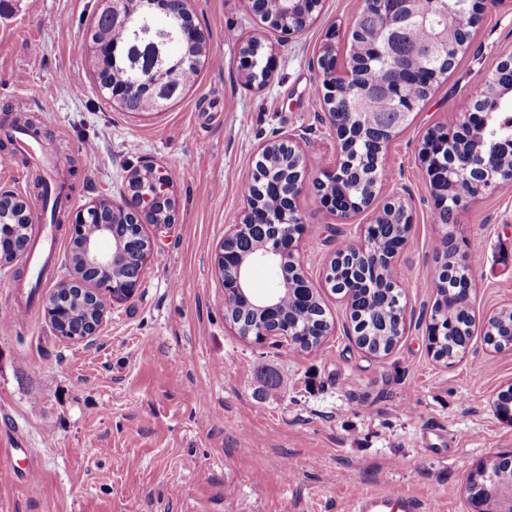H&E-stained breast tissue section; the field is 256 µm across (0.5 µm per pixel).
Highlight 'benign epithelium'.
Listing matches in <instances>:
<instances>
[{
	"label": "benign epithelium",
	"instance_id": "obj_1",
	"mask_svg": "<svg viewBox=\"0 0 512 512\" xmlns=\"http://www.w3.org/2000/svg\"><path fill=\"white\" fill-rule=\"evenodd\" d=\"M321 2L322 0H300V11L294 10L293 5H288L286 16L279 21L280 31L288 35H299L306 31ZM480 2L481 0H453L449 4L446 0H431L430 8L441 15V20L434 29L432 50L428 52L425 61L415 68V72L422 78H428L437 54L455 39L454 30L448 22L450 11L463 10L472 15L473 21L477 23L481 18L478 9ZM418 5L419 0H365L362 12L384 19L376 40L382 42L386 58L397 62L401 60V34L406 25L419 19ZM327 64L332 68V80L326 83L323 114L335 132L339 145L336 166L325 170L319 166L308 165L306 139L299 134L290 133L267 143L258 154L257 162H262L271 149L283 152L290 163L288 181L268 180L258 170H253L250 181L253 192L242 222L229 226L224 234V243L215 254V268L224 276V309L228 310L239 302L245 303L253 317L246 336L253 337L256 342L268 338H284L292 348H300L296 333L279 314V302L283 292H288L289 296L302 304L320 303L318 291L311 287L302 274L296 257L298 242L304 230L302 217L296 207V198L303 184L309 179L312 180L321 205L343 220L352 213L371 207L375 199L376 183L384 169L386 143L378 140L377 129L367 124L361 128L358 137L375 145L373 153L368 159L350 155L346 145L351 137L350 130L341 127L338 113L332 110L331 104L349 92L352 75L347 68L337 69L334 58L327 61ZM503 70L512 71L511 56L499 61L478 91L474 103L477 111L457 113V123L465 130L463 138L470 141L471 154L482 159L500 157L512 152V138L499 144L488 143L479 138L490 119V113L483 106L486 97L492 91L501 98L512 93V77L508 79V86L502 87L498 84L499 73ZM179 84V70L164 68L148 82L143 96L155 104L166 103L173 99V92ZM379 94L391 109L389 139L393 140L408 125L419 102L404 97L403 85L400 83L384 86ZM448 139V134L434 129L421 148L438 212L444 214L451 207L459 210L467 203L478 202L499 185L512 182L511 178H503L491 165L475 163L466 170V178L475 185L476 191L458 199L457 204H452V193L445 189V185L452 181L451 174L455 169V164L450 162V154L445 152ZM368 162L373 163L376 169L373 185L369 188L365 202H354L344 194L343 182L353 175L361 176V169ZM126 190L127 194L119 203L99 200L76 214L71 224V238L76 243L77 251L71 256L70 273L45 298L49 324L59 336L62 335L61 326L65 323L62 311L57 305L59 292L72 290L86 293L93 299L95 318L88 319L85 329L72 334V340L83 342L88 347L95 344V336L108 308L132 299L140 286L142 269L153 250V240L145 233L144 226L151 224L161 228L174 223L176 199L172 186L168 179L156 173L152 164L146 163L133 170L127 180ZM387 212L397 218L400 224L410 222L401 202L394 200L387 203L371 223L364 225L361 240L336 251L327 268L326 283L343 294L352 313L358 311V299L354 291L340 288L338 283L346 275L348 281L356 282L358 287L366 288L371 293L377 292L376 284L368 281L365 270L376 261L374 243L388 229L383 223ZM6 213L20 218L28 226L32 224L29 200L11 189L1 187L0 228L5 225L12 226V222L3 218ZM259 223L272 225L274 233L247 250H226L227 243L237 240L246 226ZM28 245L29 239L12 237L0 231V269L21 260L27 253ZM283 251L289 254L287 274L284 273L280 261ZM446 253L447 257L441 261V271L457 278L453 285L457 306L467 313L473 288L468 275L471 254L459 251L450 241L446 243ZM257 262L266 264L276 275L275 288L264 296H257L251 289L243 286L245 272ZM502 327L508 329V334H512L511 303L492 311L485 320L486 334L491 336L490 344L496 349L512 346V340L499 337V329ZM446 333L448 310L432 309L428 324L432 352L439 350L441 336ZM489 471V463L483 461L467 478L465 493L470 512H512V477L490 479Z\"/></svg>",
	"mask_w": 512,
	"mask_h": 512
}]
</instances>
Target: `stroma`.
<instances>
[{
	"mask_svg": "<svg viewBox=\"0 0 512 512\" xmlns=\"http://www.w3.org/2000/svg\"><path fill=\"white\" fill-rule=\"evenodd\" d=\"M362 8L322 0L314 23L288 36L247 0H189L208 37L196 83L162 111L126 112L101 95L80 49L101 0H9L0 13V185L32 205V251L49 215L32 186L38 163L5 140L8 116L37 121L42 152L67 186V219L93 201L120 200L147 161L170 180L176 211L154 237L136 296L111 307L92 348L58 337L45 314L72 250L66 223L38 295L27 261L0 270V309L28 311L0 321V512H350L356 494L391 489L423 498L426 512H467L469 473L512 451V425L493 406L512 387V348L494 350L484 336L487 315L512 302V184L446 226L434 220L420 159L426 134L452 129L457 106L512 55V0L486 6L467 51L389 144L372 209L339 220L312 184L299 194L302 271L332 325L324 343L300 353L284 340L241 339L224 320L214 256L243 219L240 188L258 149L297 132L322 168L336 164L318 59L330 46L346 65ZM250 39L275 64L249 85L239 50ZM47 100L53 111H42ZM395 195L411 219L397 256L406 316L397 346L374 356L356 344L347 302L324 277L336 249L358 241ZM449 232L481 261L471 269V347L447 368L419 316L437 299ZM23 448L37 449L35 463Z\"/></svg>",
	"mask_w": 512,
	"mask_h": 512,
	"instance_id": "1",
	"label": "stroma"
}]
</instances>
